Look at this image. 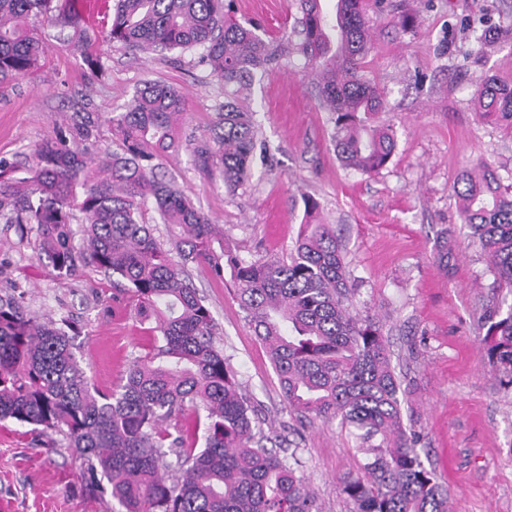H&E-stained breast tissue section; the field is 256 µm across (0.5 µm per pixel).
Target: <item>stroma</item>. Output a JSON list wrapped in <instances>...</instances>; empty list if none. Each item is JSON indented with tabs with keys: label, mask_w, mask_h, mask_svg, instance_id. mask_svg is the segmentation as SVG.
Segmentation results:
<instances>
[{
	"label": "stroma",
	"mask_w": 512,
	"mask_h": 512,
	"mask_svg": "<svg viewBox=\"0 0 512 512\" xmlns=\"http://www.w3.org/2000/svg\"><path fill=\"white\" fill-rule=\"evenodd\" d=\"M230 15L279 42L299 15L296 0H231ZM373 50L365 72L383 89L396 148L371 175L346 169L331 142L333 116L321 105L302 57L258 72L237 93L251 112L258 146L248 179L227 189L203 176L188 150L162 163L191 201L212 219L225 246L251 261L287 257L308 220L335 225L357 281L360 314L390 317L393 363L409 388L412 426L422 458L448 490L449 512H512V390L501 387L484 357L479 317L486 304L512 297L498 288L469 237L453 185L481 160L500 166L512 191V121L474 104L479 79L512 83V44L474 56L482 22L512 24V0H382L369 11ZM47 46L43 68L0 87V156L28 164L36 147L79 112H122L147 81L178 89L185 135L209 137L224 87L191 54L130 53L102 48L103 71L68 47L58 26L36 20ZM318 204L307 215L303 199ZM448 238L438 254L437 238ZM33 239L0 220V289L23 291L44 318L69 317L81 329L76 354L103 389L118 385L132 358L150 346L136 301L85 268L56 277L35 256ZM192 276L219 325L216 345L250 395L263 429L302 463L318 512H352L337 476L364 456L337 423L305 425L282 401L267 348L254 336L231 280L201 267ZM110 497L88 493L62 434L0 420V512H112Z\"/></svg>",
	"instance_id": "stroma-1"
}]
</instances>
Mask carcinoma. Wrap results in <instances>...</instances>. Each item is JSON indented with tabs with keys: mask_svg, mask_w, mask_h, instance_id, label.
Returning a JSON list of instances; mask_svg holds the SVG:
<instances>
[{
	"mask_svg": "<svg viewBox=\"0 0 512 512\" xmlns=\"http://www.w3.org/2000/svg\"><path fill=\"white\" fill-rule=\"evenodd\" d=\"M292 49L307 61L322 103L335 115L332 142L340 163L370 175L390 161L395 132L371 116L384 92L364 71L373 49L371 0H298ZM73 30L71 45L99 71L101 46L130 51L198 52L220 83L243 86L278 60L256 32L224 11V0H116L103 35L88 29L74 0H0V85L41 69L45 49L32 20ZM512 39L489 24L474 54ZM478 109L512 119V85L483 78ZM185 102L171 85H143L126 112H88L44 141L32 164L0 159V218L34 234L37 258L59 278L91 266L132 294L151 324V350L133 358L123 383L103 391L81 367L73 325L43 322L14 294L0 293V419L44 435L62 433L92 494L120 512H313V494L295 455L263 433L234 370L215 347L217 324L189 272L196 263L234 294L254 335L271 352L285 405L300 419L338 421L360 444L365 462L337 480L354 512H448V493L404 425L405 390L391 364L385 322L353 312L355 288L332 224H304L288 258L247 261L224 249L208 216L160 160L179 146ZM108 125L118 150L96 170L87 156ZM220 132L188 139L196 169L218 170L235 188L255 157L252 113L226 100ZM453 191L462 222L478 243L497 287L512 288V193L499 169L481 161L464 169ZM178 229L168 248L144 221L148 205ZM82 227L75 242L73 225ZM488 363L512 386V304L482 315Z\"/></svg>",
	"mask_w": 512,
	"mask_h": 512,
	"instance_id": "obj_1",
	"label": "carcinoma"
}]
</instances>
